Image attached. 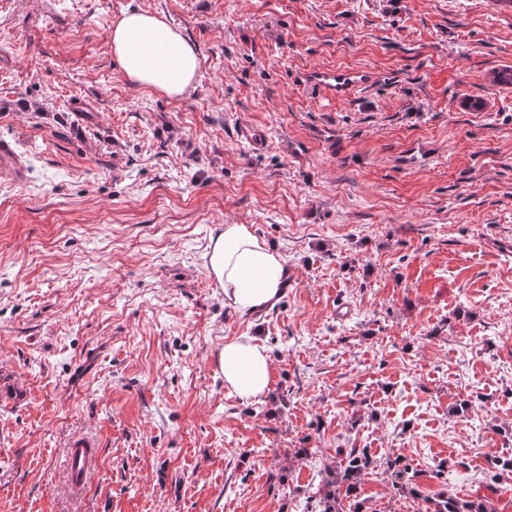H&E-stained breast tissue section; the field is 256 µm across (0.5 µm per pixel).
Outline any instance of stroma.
<instances>
[{
    "label": "stroma",
    "mask_w": 512,
    "mask_h": 512,
    "mask_svg": "<svg viewBox=\"0 0 512 512\" xmlns=\"http://www.w3.org/2000/svg\"><path fill=\"white\" fill-rule=\"evenodd\" d=\"M133 9L196 49L182 97L122 75ZM336 66L375 81L299 83ZM504 69L512 0H0V512H309L354 448L374 464L344 512H512L486 465L512 455ZM228 224L286 261L266 309L209 274ZM238 336L273 364L249 403L216 367ZM302 83L327 97L348 100L357 90L371 83V76L363 71L336 67L311 71L304 76ZM87 442H74L69 448L66 478L74 488L84 487L94 474L96 454ZM429 502L431 506L427 507L426 512H495L488 499L468 501L452 493L443 494Z\"/></svg>",
    "instance_id": "1"
}]
</instances>
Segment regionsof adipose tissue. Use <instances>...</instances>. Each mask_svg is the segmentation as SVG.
Segmentation results:
<instances>
[{
  "label": "adipose tissue",
  "instance_id": "1",
  "mask_svg": "<svg viewBox=\"0 0 512 512\" xmlns=\"http://www.w3.org/2000/svg\"><path fill=\"white\" fill-rule=\"evenodd\" d=\"M110 39L112 54L129 83L171 98L195 86L200 72L195 48L159 15L125 11L114 23ZM206 256L210 273L239 311L252 313L278 299L284 261L249 226L225 225L211 238ZM217 367L225 387L244 403L264 396L273 380L268 350L250 336L226 341Z\"/></svg>",
  "mask_w": 512,
  "mask_h": 512
}]
</instances>
